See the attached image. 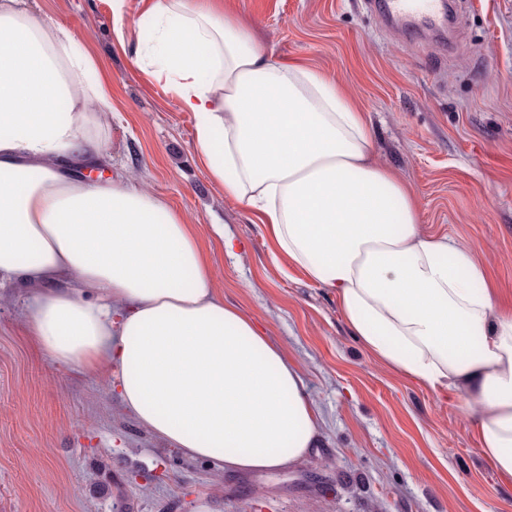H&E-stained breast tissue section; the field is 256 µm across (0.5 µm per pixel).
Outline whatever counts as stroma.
<instances>
[{
	"label": "stroma",
	"mask_w": 512,
	"mask_h": 512,
	"mask_svg": "<svg viewBox=\"0 0 512 512\" xmlns=\"http://www.w3.org/2000/svg\"><path fill=\"white\" fill-rule=\"evenodd\" d=\"M87 47L112 91L109 161L132 170L209 243L225 303L299 368L320 425L302 463L229 475L163 445L106 374L52 363L27 334L26 297L0 298V512H512L464 400L376 361L335 294L274 258L254 213L225 196L195 120L112 32L111 0H27ZM452 49L383 23L371 0H224L274 58L337 81L370 121L372 151L410 185L420 224L470 246L512 307V0H462ZM234 238L227 254L216 230Z\"/></svg>",
	"instance_id": "obj_1"
}]
</instances>
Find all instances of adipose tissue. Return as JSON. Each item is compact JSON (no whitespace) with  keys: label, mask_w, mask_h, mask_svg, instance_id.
<instances>
[{"label":"adipose tissue","mask_w":512,"mask_h":512,"mask_svg":"<svg viewBox=\"0 0 512 512\" xmlns=\"http://www.w3.org/2000/svg\"><path fill=\"white\" fill-rule=\"evenodd\" d=\"M141 70L196 120L195 147L273 247L331 289L387 367L460 395L512 479V310L472 248L425 233L416 196L371 152L365 112L318 70L272 60L221 0H149ZM150 39H143V32ZM112 95L93 55L25 0H0V282L37 284L28 334L53 363L116 373L125 408L189 459L231 473L305 459L319 426L298 368L215 293L194 225L136 172L102 165Z\"/></svg>","instance_id":"adipose-tissue-1"}]
</instances>
